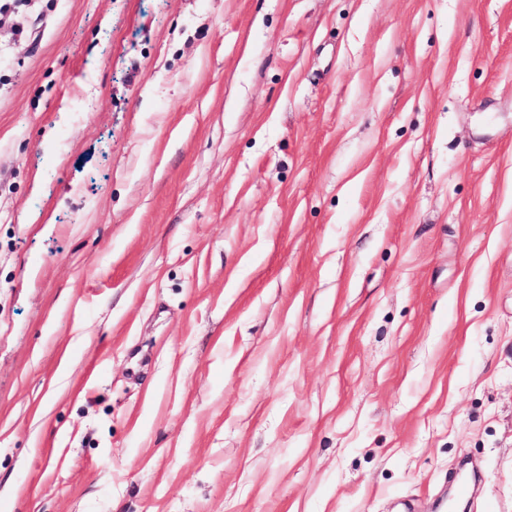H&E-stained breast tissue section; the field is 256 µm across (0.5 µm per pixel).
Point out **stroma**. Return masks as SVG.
Returning a JSON list of instances; mask_svg holds the SVG:
<instances>
[{"label": "stroma", "mask_w": 512, "mask_h": 512, "mask_svg": "<svg viewBox=\"0 0 512 512\" xmlns=\"http://www.w3.org/2000/svg\"><path fill=\"white\" fill-rule=\"evenodd\" d=\"M5 2L0 512H512V0Z\"/></svg>", "instance_id": "obj_1"}]
</instances>
